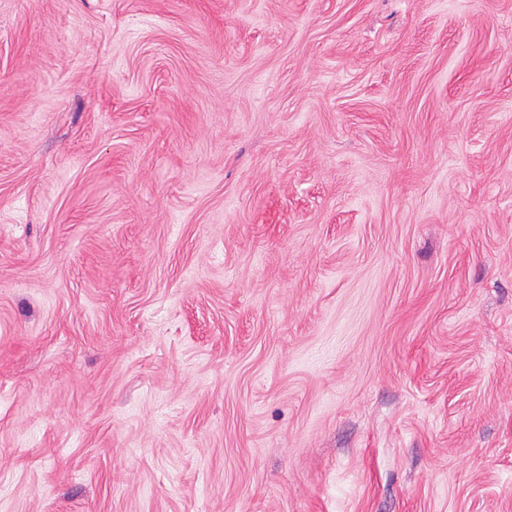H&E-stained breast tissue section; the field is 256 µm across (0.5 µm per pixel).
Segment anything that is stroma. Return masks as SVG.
Masks as SVG:
<instances>
[{
    "mask_svg": "<svg viewBox=\"0 0 512 512\" xmlns=\"http://www.w3.org/2000/svg\"><path fill=\"white\" fill-rule=\"evenodd\" d=\"M0 512H512V0H0Z\"/></svg>",
    "mask_w": 512,
    "mask_h": 512,
    "instance_id": "stroma-1",
    "label": "stroma"
}]
</instances>
